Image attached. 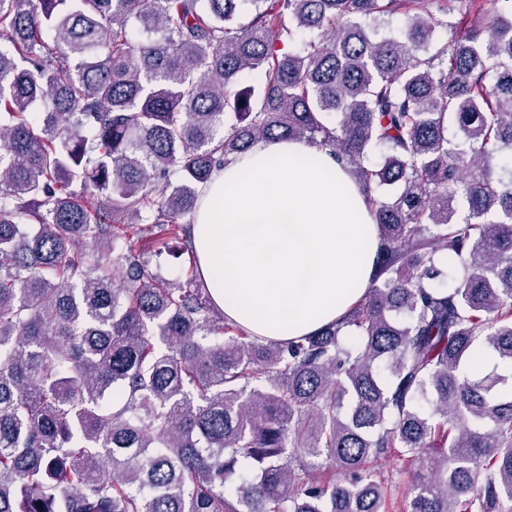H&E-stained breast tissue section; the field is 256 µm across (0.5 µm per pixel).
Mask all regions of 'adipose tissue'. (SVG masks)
I'll list each match as a JSON object with an SVG mask.
<instances>
[{"label":"adipose tissue","mask_w":512,"mask_h":512,"mask_svg":"<svg viewBox=\"0 0 512 512\" xmlns=\"http://www.w3.org/2000/svg\"><path fill=\"white\" fill-rule=\"evenodd\" d=\"M193 250L226 320L287 342L334 324L367 292L377 226L329 150L262 141L204 187Z\"/></svg>","instance_id":"1"}]
</instances>
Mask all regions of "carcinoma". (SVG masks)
I'll return each mask as SVG.
<instances>
[{
  "label": "carcinoma",
  "mask_w": 512,
  "mask_h": 512,
  "mask_svg": "<svg viewBox=\"0 0 512 512\" xmlns=\"http://www.w3.org/2000/svg\"><path fill=\"white\" fill-rule=\"evenodd\" d=\"M262 140L331 149L379 233L366 297L287 343L196 255L166 284L116 252L189 236ZM506 151L512 0H0V512H389L390 452L406 512H512V376L463 374L512 364ZM497 366V371L503 374H512V365H504L498 361L493 354L483 346L473 348L470 360L463 371L471 378H479ZM377 465L384 472L386 476H389L393 481V485H396V490L393 487L391 491L392 508L390 505V512H402L406 507V492L408 489L409 474L406 470L405 461L400 460L396 455L386 454L379 459Z\"/></svg>",
  "instance_id": "obj_1"
}]
</instances>
